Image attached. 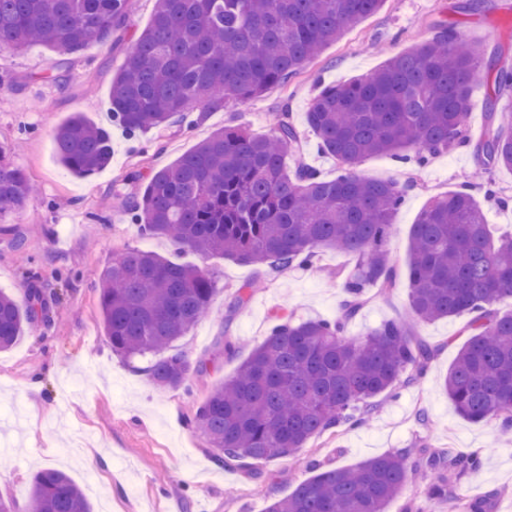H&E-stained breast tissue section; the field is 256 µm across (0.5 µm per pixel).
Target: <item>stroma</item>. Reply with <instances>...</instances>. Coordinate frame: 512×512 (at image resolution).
<instances>
[{"instance_id":"stroma-1","label":"stroma","mask_w":512,"mask_h":512,"mask_svg":"<svg viewBox=\"0 0 512 512\" xmlns=\"http://www.w3.org/2000/svg\"><path fill=\"white\" fill-rule=\"evenodd\" d=\"M153 3L130 0L119 41L76 53L68 86L45 79L58 57L54 50L0 54V145L11 147L12 162L37 186L7 214V229L0 231V291L19 298L33 284L44 290L50 306L47 323L0 351V401L19 410L8 427L9 447H0V497L16 512H28L34 475L56 469L82 489L92 512H265L273 499L313 477L314 464L347 468L399 450L407 454L408 475L388 512H429L432 474L426 459L446 449L476 456L479 464L462 474L444 472L448 498L438 512H472L480 502L486 512H512V437L499 422L460 417L442 386L468 338L466 314L419 325L421 339L436 347L435 356L416 381L380 396L363 424L316 436L292 457L218 462L205 434L187 425V418L270 335L279 317L336 318L347 298L344 275L355 259L326 250L313 267L275 274L231 259L177 252L169 240L144 235L129 223L124 208L126 195L136 190L132 174L146 176L170 165L225 126L270 134L271 113L284 110L303 141L300 157L285 156L287 169L300 161L322 179L336 178L340 166L320 151L305 122L319 84L374 71L387 56L429 41L440 21L455 27L487 68L471 86L468 129L479 137L489 124L493 72L512 68V0H384L289 84L244 105L212 112L189 108L171 132L134 137L113 122L109 94L128 48L150 23ZM75 112L112 136L111 165L90 177L70 173L53 140L54 130ZM476 170L512 198V170H481L470 147L438 155L420 169L381 156L358 166L364 177L395 181L409 190L387 243L396 282L388 290L365 288L359 313L347 322V336H366L405 314L411 226L432 198L456 190L462 174ZM18 236L23 239L19 249L14 246ZM126 248L204 266L214 280L209 314L174 344L190 364L207 365L205 373L191 374L186 386L157 388L145 371L147 358L114 353L104 332L99 276ZM256 279L261 287L229 311L239 286ZM227 339L238 345L236 357L219 355Z\"/></svg>"}]
</instances>
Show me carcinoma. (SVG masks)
I'll return each instance as SVG.
<instances>
[{
	"instance_id": "carcinoma-1",
	"label": "carcinoma",
	"mask_w": 512,
	"mask_h": 512,
	"mask_svg": "<svg viewBox=\"0 0 512 512\" xmlns=\"http://www.w3.org/2000/svg\"><path fill=\"white\" fill-rule=\"evenodd\" d=\"M129 0H0V51L55 49L45 80L65 85L71 55L108 41L125 26ZM383 0H155L148 27L112 80V120L131 134L167 130L190 106L205 112L239 105L283 86L329 43ZM482 60L461 35L441 24L425 44L387 58L351 82L325 85L306 112L320 149L342 173L323 180L301 164L290 175L284 155L302 141L289 112L269 135L240 126L212 133L171 165L152 173L125 201L130 220L180 251L265 266L271 272L307 267L324 250L357 258L345 274L342 318L284 317L217 385L193 421L217 460H272L306 447L342 423H361L374 400L420 375L434 348L416 328L470 314L469 339L448 370L445 388L457 413L473 422L512 426V236L495 239L473 187L433 199L409 237L407 317L360 339L342 336L369 284L392 287L385 243L405 188L369 180L352 168L372 156L423 167L430 158L470 145L467 117L472 79ZM495 98L512 95V69H499ZM60 161L78 176L105 169L112 137L81 112L56 129ZM490 169H512V113L490 114L477 144ZM0 146V218L33 192L28 175ZM210 273L129 248L101 275L99 306L112 350L151 356L146 367L161 389H176L192 367L169 348L208 313ZM46 310L41 291L24 299L0 292V350L11 348ZM475 459L448 451L430 456L438 474L465 471ZM405 454L387 452L352 468L321 471L266 512H386L406 478ZM33 512H90L84 493L58 470L33 478Z\"/></svg>"
}]
</instances>
